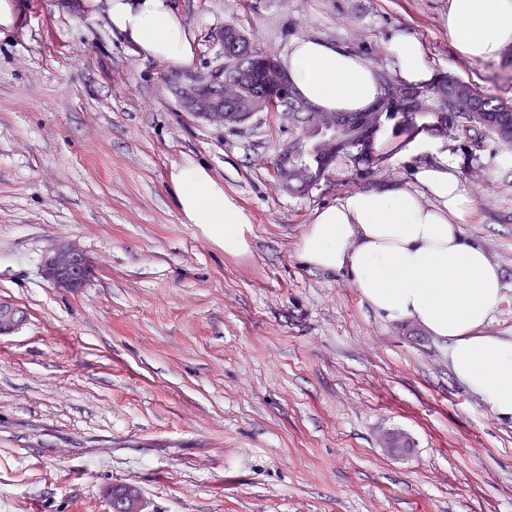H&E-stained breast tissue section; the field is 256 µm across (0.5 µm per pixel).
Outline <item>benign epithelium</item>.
Returning <instances> with one entry per match:
<instances>
[{"instance_id":"1","label":"benign epithelium","mask_w":512,"mask_h":512,"mask_svg":"<svg viewBox=\"0 0 512 512\" xmlns=\"http://www.w3.org/2000/svg\"><path fill=\"white\" fill-rule=\"evenodd\" d=\"M225 50L219 58L206 66L176 75L171 79L179 106L194 119L218 128H238L250 117L267 109L268 102L256 97L242 103L244 78L248 69L243 66V55L249 46L242 41L224 40ZM94 266L89 257L74 245H63L48 257L43 277L54 287L75 292L86 286L93 276ZM382 447L396 448L407 453L413 440L404 433L388 432L381 439Z\"/></svg>"}]
</instances>
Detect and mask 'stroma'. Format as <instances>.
Segmentation results:
<instances>
[{
    "label": "stroma",
    "instance_id": "35a3bbf8",
    "mask_svg": "<svg viewBox=\"0 0 512 512\" xmlns=\"http://www.w3.org/2000/svg\"><path fill=\"white\" fill-rule=\"evenodd\" d=\"M0 34V302L26 313L0 335V512H108L135 485L147 512H512V420L452 375L448 348L362 302L350 276L308 266L314 212L345 192L409 180L428 153L385 167L339 162L305 195L271 162L288 129L181 112L173 65L113 34L106 0H13ZM194 67L243 30L285 54L299 38L391 71L401 29L433 71L512 99V71L454 49L448 0H171ZM478 223L463 225L502 273L487 334L512 335V150L443 138ZM198 165L251 217L225 252L189 223L173 173ZM64 243L96 272L68 293L42 274ZM398 430L404 457L380 448ZM107 495L113 504L120 508L121 512L132 511L141 499L138 489L131 484H112L107 490Z\"/></svg>",
    "mask_w": 512,
    "mask_h": 512
}]
</instances>
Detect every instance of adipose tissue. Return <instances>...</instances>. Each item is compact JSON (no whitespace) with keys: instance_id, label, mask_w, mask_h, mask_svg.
<instances>
[{"instance_id":"1","label":"adipose tissue","mask_w":512,"mask_h":512,"mask_svg":"<svg viewBox=\"0 0 512 512\" xmlns=\"http://www.w3.org/2000/svg\"><path fill=\"white\" fill-rule=\"evenodd\" d=\"M114 32L145 59L187 65L193 45L170 0H108ZM448 34L470 60H495L512 48V0H448ZM406 83L433 80L424 47L410 31L387 47ZM300 94L327 112H361L380 96L378 69L350 49L300 38L281 56ZM417 152L436 162L417 167L413 183L346 192L317 210L299 243V256L324 271H348L362 301L392 321L410 320L448 346L456 378L502 418H512V336L485 327L504 300L502 273L463 224L475 212L456 166L437 144ZM177 201L193 224L209 225L230 253L247 250L251 219L200 167L177 170ZM429 203H422V196Z\"/></svg>"}]
</instances>
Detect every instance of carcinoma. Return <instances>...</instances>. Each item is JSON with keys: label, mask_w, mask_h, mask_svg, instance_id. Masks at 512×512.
Here are the masks:
<instances>
[{"label": "carcinoma", "mask_w": 512, "mask_h": 512, "mask_svg": "<svg viewBox=\"0 0 512 512\" xmlns=\"http://www.w3.org/2000/svg\"><path fill=\"white\" fill-rule=\"evenodd\" d=\"M280 64L277 55L260 49L252 50L246 64L249 75L244 97L267 95L264 87L266 62ZM412 94L409 107L416 109L412 126H407L405 110L393 106L386 93L365 112L336 113V130L324 133L315 128L301 131V125L312 123L306 111V100L295 86H288L281 101L288 109V140L297 149L288 157V167L300 165L305 171L301 183L288 182V192L307 194L325 178L341 159L349 158L367 168L383 167L391 155L409 141L411 130L438 135L436 118L445 117L448 127L467 134L470 144L478 147L482 139L491 137L502 145L512 147V100L488 94L481 86L465 81L450 72L435 74L424 86H405ZM107 495L120 512H131L140 500L138 489L125 483L114 484Z\"/></svg>", "instance_id": "1"}]
</instances>
